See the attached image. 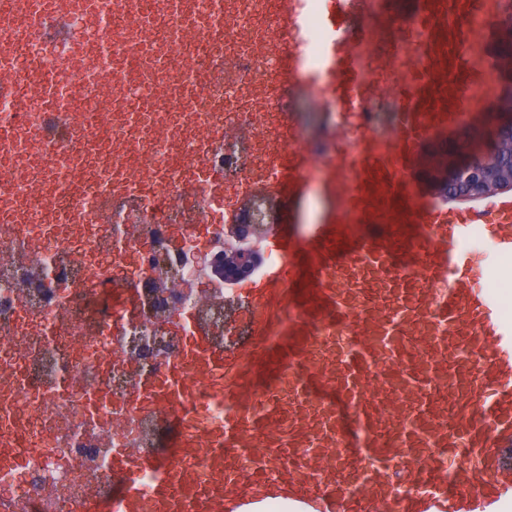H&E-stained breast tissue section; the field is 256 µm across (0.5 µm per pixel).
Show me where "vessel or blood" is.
<instances>
[{"label":"vessel or blood","instance_id":"vessel-or-blood-1","mask_svg":"<svg viewBox=\"0 0 512 512\" xmlns=\"http://www.w3.org/2000/svg\"><path fill=\"white\" fill-rule=\"evenodd\" d=\"M50 2L0 0V18L29 20L36 38L65 39ZM367 5L324 0L320 59L294 53L296 72L322 75L330 100L356 104L368 94L342 51L363 42ZM386 8L424 33L420 74L395 89L396 140L329 130L336 149L318 182L322 217L306 246L277 229L265 238L280 259L244 290L246 341L227 352L196 333L192 371L174 366L152 390L159 405L188 413L198 377L223 373L229 412L209 441L206 474L193 464L199 443L187 430L166 460L116 453L119 512H251L270 497L291 512H512V319L472 260L483 244L495 272L512 271V195L487 209L440 200L420 208L410 198L422 144L464 127L470 91L512 59L470 56L476 37L498 26L487 0H386ZM32 76L39 136L68 141L88 121L78 95L61 99L57 73ZM308 184L299 172L263 191L293 209ZM264 376L274 383L256 392ZM145 470L154 474L148 499L139 491Z\"/></svg>","mask_w":512,"mask_h":512}]
</instances>
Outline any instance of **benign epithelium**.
Wrapping results in <instances>:
<instances>
[{
	"mask_svg": "<svg viewBox=\"0 0 512 512\" xmlns=\"http://www.w3.org/2000/svg\"><path fill=\"white\" fill-rule=\"evenodd\" d=\"M457 185L454 199L473 201L512 190V118L496 126L488 148L466 155L446 166L435 187L443 191L447 185ZM224 262L231 265L238 278L246 275L257 262L250 249L239 248L224 252Z\"/></svg>",
	"mask_w": 512,
	"mask_h": 512,
	"instance_id": "7a95c632",
	"label": "benign epithelium"
}]
</instances>
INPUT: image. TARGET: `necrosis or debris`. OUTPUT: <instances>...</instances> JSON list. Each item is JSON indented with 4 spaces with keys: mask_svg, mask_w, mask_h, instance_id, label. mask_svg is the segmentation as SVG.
Segmentation results:
<instances>
[{
    "mask_svg": "<svg viewBox=\"0 0 512 512\" xmlns=\"http://www.w3.org/2000/svg\"><path fill=\"white\" fill-rule=\"evenodd\" d=\"M55 8L84 42L111 36L114 77L86 80L98 56L46 48L23 28L8 44L17 81L37 63L56 67L64 85L80 88L95 125L75 141L49 144L29 135L42 118L37 100L21 87L0 96V132L15 144L11 162L0 161V447L24 451L20 464L0 465V512H95L118 479L113 452L157 448L173 420L205 440L221 427L217 377L201 381L189 414L154 405L140 385L183 363L196 331L227 351L246 339L238 319L244 296L228 292L214 270L231 243L224 227L238 223L243 198L250 222L276 224L256 187L286 174L289 145L299 140L280 107L300 100L292 52L302 45L317 53L322 41L313 19L305 37L283 28L272 0H223L220 37L209 24L213 0H188L203 24L176 43L166 38L173 18L157 0H113L107 22L72 11L69 0ZM363 24L390 64L357 48L360 77L374 88L412 82L421 33L390 19L383 0H371ZM160 82L172 95L155 94ZM392 108L374 92L338 116L382 134ZM128 112L134 122H125ZM156 123L168 126L187 166L174 165L153 138ZM229 124L253 129L254 140L226 138ZM48 158L66 179L111 169L127 191L105 208L92 190L57 197L42 172L18 177L19 168ZM212 168L223 170V190L203 178ZM62 211L70 223H57ZM130 263L141 274L120 276ZM176 279L185 287L175 297L167 284Z\"/></svg>",
    "mask_w": 512,
    "mask_h": 512,
    "instance_id": "necrosis-or-debris-1",
    "label": "necrosis or debris"
}]
</instances>
